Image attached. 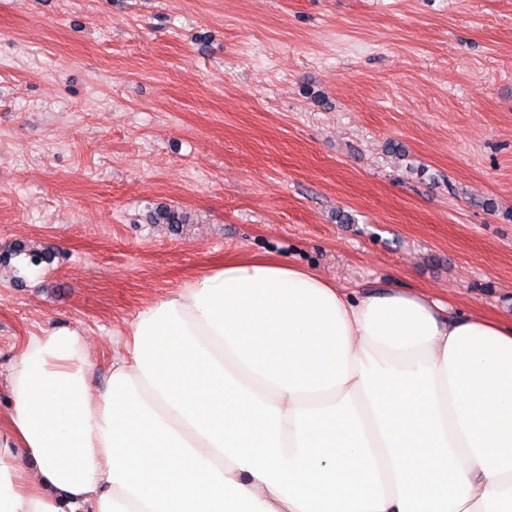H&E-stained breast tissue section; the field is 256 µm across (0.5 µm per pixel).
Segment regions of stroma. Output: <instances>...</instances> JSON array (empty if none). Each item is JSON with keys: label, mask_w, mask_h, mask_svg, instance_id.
<instances>
[{"label": "stroma", "mask_w": 512, "mask_h": 512, "mask_svg": "<svg viewBox=\"0 0 512 512\" xmlns=\"http://www.w3.org/2000/svg\"><path fill=\"white\" fill-rule=\"evenodd\" d=\"M6 252L0 372L75 328L97 388L234 255L511 321L512 0H0Z\"/></svg>", "instance_id": "1"}]
</instances>
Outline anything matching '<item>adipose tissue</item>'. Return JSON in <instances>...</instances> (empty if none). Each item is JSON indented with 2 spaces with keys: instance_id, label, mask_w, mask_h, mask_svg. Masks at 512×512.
Masks as SVG:
<instances>
[{
  "instance_id": "1",
  "label": "adipose tissue",
  "mask_w": 512,
  "mask_h": 512,
  "mask_svg": "<svg viewBox=\"0 0 512 512\" xmlns=\"http://www.w3.org/2000/svg\"><path fill=\"white\" fill-rule=\"evenodd\" d=\"M0 380V512H512V321L227 259Z\"/></svg>"
}]
</instances>
